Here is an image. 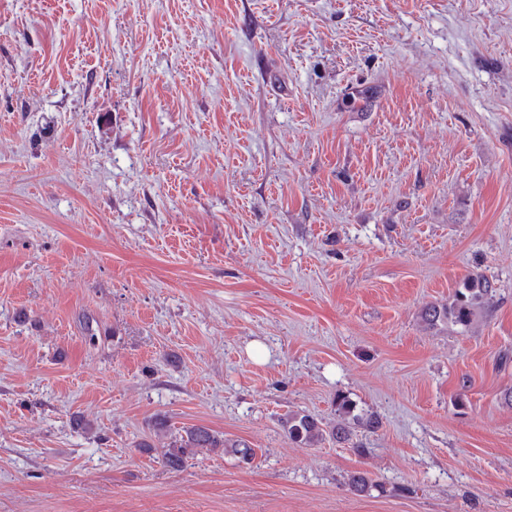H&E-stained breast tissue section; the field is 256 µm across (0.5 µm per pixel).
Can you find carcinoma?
<instances>
[{
  "label": "carcinoma",
  "instance_id": "obj_1",
  "mask_svg": "<svg viewBox=\"0 0 512 512\" xmlns=\"http://www.w3.org/2000/svg\"><path fill=\"white\" fill-rule=\"evenodd\" d=\"M497 289L482 274L466 278L451 299L426 305L421 319L426 328L442 330L453 326L459 333L470 331L475 322L488 314L494 304ZM334 407L337 416L336 424L325 426L316 416L306 412H293L284 418V427L288 440L301 447H314L326 439L338 444H350L359 453L364 452L361 445L353 442L356 428L376 431L381 427L380 418L363 409L344 394L336 395ZM153 431L162 444L157 448L153 443L144 441L138 444L141 450L150 453L156 449L161 451L164 465L173 470L183 469L189 458L202 451L212 453H230L239 462L249 464L255 457V450L243 440L224 438V434L203 425L183 426L174 428L164 416L154 419ZM348 486L356 493H365L378 488L363 471H354L348 477Z\"/></svg>",
  "mask_w": 512,
  "mask_h": 512
}]
</instances>
